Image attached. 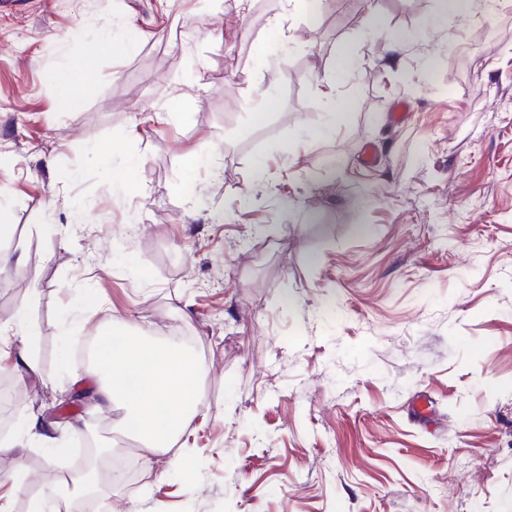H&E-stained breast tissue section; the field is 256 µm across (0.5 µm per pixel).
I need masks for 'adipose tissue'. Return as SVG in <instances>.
Instances as JSON below:
<instances>
[{
	"instance_id": "adipose-tissue-1",
	"label": "adipose tissue",
	"mask_w": 512,
	"mask_h": 512,
	"mask_svg": "<svg viewBox=\"0 0 512 512\" xmlns=\"http://www.w3.org/2000/svg\"><path fill=\"white\" fill-rule=\"evenodd\" d=\"M25 322L21 313L14 327L0 325V339L18 336L13 368L19 375L36 376L40 366L35 336ZM93 357L94 409L106 414L122 407V425L138 438L144 459L170 452L191 417L205 405L202 364L176 346L131 334L127 319L117 316L103 323ZM26 447L24 436L0 439V455L17 460L13 471L0 476V512H12L22 492L30 498L29 512H71L75 498L92 487V479L65 474L33 485L21 462Z\"/></svg>"
}]
</instances>
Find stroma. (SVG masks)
<instances>
[{
  "instance_id": "35a3bbf8",
  "label": "stroma",
  "mask_w": 512,
  "mask_h": 512,
  "mask_svg": "<svg viewBox=\"0 0 512 512\" xmlns=\"http://www.w3.org/2000/svg\"><path fill=\"white\" fill-rule=\"evenodd\" d=\"M309 2L0 0V324L41 367L0 438L36 411L66 448L33 482L97 428L137 468L101 512H512V0ZM110 313L190 336L188 459L93 411ZM86 61L83 59H76L71 64L51 76V80L55 86L57 95L64 102L69 103L72 107H75L80 98L82 92H86L88 87L85 85L80 87L79 77L86 69Z\"/></svg>"
}]
</instances>
